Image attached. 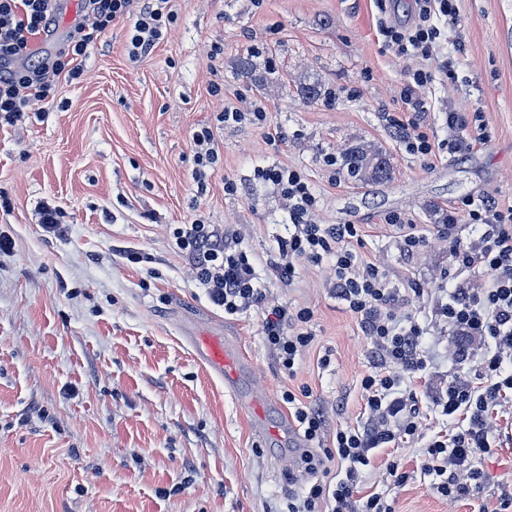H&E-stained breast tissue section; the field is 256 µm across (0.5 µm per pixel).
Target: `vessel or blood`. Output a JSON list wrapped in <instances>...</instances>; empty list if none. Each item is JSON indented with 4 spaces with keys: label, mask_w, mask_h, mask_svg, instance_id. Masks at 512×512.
I'll return each instance as SVG.
<instances>
[{
    "label": "vessel or blood",
    "mask_w": 512,
    "mask_h": 512,
    "mask_svg": "<svg viewBox=\"0 0 512 512\" xmlns=\"http://www.w3.org/2000/svg\"><path fill=\"white\" fill-rule=\"evenodd\" d=\"M197 359L222 378L225 386L235 389L247 379L251 365L237 342L211 333L191 336Z\"/></svg>",
    "instance_id": "obj_1"
}]
</instances>
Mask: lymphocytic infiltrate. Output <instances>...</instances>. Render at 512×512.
Wrapping results in <instances>:
<instances>
[{
	"label": "lymphocytic infiltrate",
	"instance_id": "obj_1",
	"mask_svg": "<svg viewBox=\"0 0 512 512\" xmlns=\"http://www.w3.org/2000/svg\"><path fill=\"white\" fill-rule=\"evenodd\" d=\"M83 19L66 47L55 56L31 63L33 36L47 31L55 13L54 0H0V122L19 121L33 105L49 100L60 77L80 76L79 57L97 44L114 21L131 23L129 55L148 57L164 30L176 19L171 0H83ZM417 19L409 27H383L388 47L431 59L441 31L433 13L457 20L456 0H415ZM254 177L273 186L288 208L291 225L279 238L272 273L292 282L299 261L317 265L332 259L336 279L332 290L344 301L369 340L375 360L361 379L364 426L340 427L332 443H325V417L308 400V387L284 388L282 399L307 448L297 464L307 477L301 494H288L286 512H393L377 493L361 494L360 483L380 449L414 439L420 418L414 389L424 379L429 361L421 347L423 327L414 315L402 313L404 297L376 264L364 260L349 242L358 235L353 224H321L316 220L320 199L305 175L281 165L261 166ZM485 225L479 244L456 240L453 278L456 288L434 313L449 331L463 339H479L485 351L473 374L451 377L434 404L448 416V432L426 444L422 468L432 476V488L450 499L484 490V472L475 461L497 450L496 435L487 417L512 404V206H478L450 211L448 230L459 219ZM174 247L186 258L191 275L225 315L260 310V335L287 379H295L296 365L314 336L308 329L309 308H295L270 299L252 255L242 248L234 230H218L196 218L169 230ZM481 269L484 280L470 287L467 275Z\"/></svg>",
	"mask_w": 512,
	"mask_h": 512
}]
</instances>
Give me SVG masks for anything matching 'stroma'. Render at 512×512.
<instances>
[{
  "label": "stroma",
  "instance_id": "obj_1",
  "mask_svg": "<svg viewBox=\"0 0 512 512\" xmlns=\"http://www.w3.org/2000/svg\"><path fill=\"white\" fill-rule=\"evenodd\" d=\"M177 16L152 54H127L128 22L90 48L75 82L59 81L39 113L0 125V512H282L287 443L273 437L288 413L285 383L263 345L261 313L225 317L170 245L169 227L203 218L232 226L273 298L313 312L314 340L294 386L308 387L326 418L325 441L362 422L360 381L372 361L356 319L332 291V260L298 262L291 284L268 263L289 215L259 165L302 171L320 199L317 220L355 224L354 248L401 289H453L454 238L478 242L479 227L442 234L436 215L470 200L512 205V0H457L453 26L434 48L453 64L426 90V112L403 111L398 92L416 59L387 47L382 24L410 20L409 0H171ZM254 71L240 73V56ZM271 88L260 89L259 79ZM322 95L302 98L299 80ZM263 104L267 124L219 126L226 103ZM478 112L491 139L449 152V112ZM420 123L432 155L409 154L396 125ZM211 126L221 160L199 191L191 135ZM355 142L389 157L391 181L360 183L326 165ZM237 185L224 191L225 180ZM55 201L64 235L43 231L37 207ZM405 217L422 246H401L390 215ZM146 254L130 262L128 252ZM411 309L426 326L433 380L472 371L454 359L458 339L434 322L433 301ZM236 337L255 388L278 403L261 419L197 360L186 328ZM329 364H322V357ZM418 437L392 454L396 484L376 458L362 478L395 512H478V498L448 499L424 474V441L448 418L419 385Z\"/></svg>",
  "mask_w": 512,
  "mask_h": 512
}]
</instances>
